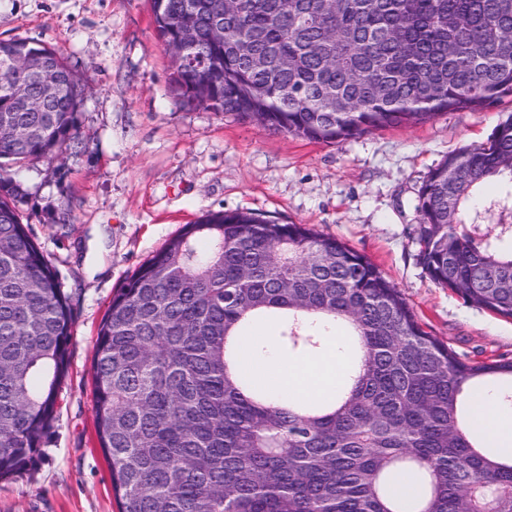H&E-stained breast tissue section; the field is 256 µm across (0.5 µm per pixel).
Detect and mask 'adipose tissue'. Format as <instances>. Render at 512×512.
Here are the masks:
<instances>
[{
	"instance_id": "ef3b65f1",
	"label": "adipose tissue",
	"mask_w": 512,
	"mask_h": 512,
	"mask_svg": "<svg viewBox=\"0 0 512 512\" xmlns=\"http://www.w3.org/2000/svg\"><path fill=\"white\" fill-rule=\"evenodd\" d=\"M241 347L250 368L274 399L304 403L337 400L342 396L343 373L350 364L342 337H326L321 353L307 360L287 358L271 344L264 350L253 351L248 337ZM469 401L471 420L484 440L487 455L494 460H511L512 403H500L489 389L472 393Z\"/></svg>"
}]
</instances>
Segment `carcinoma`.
Listing matches in <instances>:
<instances>
[{
	"mask_svg": "<svg viewBox=\"0 0 512 512\" xmlns=\"http://www.w3.org/2000/svg\"><path fill=\"white\" fill-rule=\"evenodd\" d=\"M186 103L333 143L512 97V0H149ZM35 56L51 94L18 93ZM84 84L54 49L0 39V481L33 470L70 367L75 318L23 223L15 176L78 137ZM419 264L466 303L512 319V114L418 195ZM275 322L310 355L344 331L362 354L341 402L274 401L239 342ZM512 383L426 332L364 254L306 224L212 211L116 290L92 364L95 432L119 512H403L391 473L429 487L414 512H512V464L479 450L465 392ZM498 491L492 501L482 488Z\"/></svg>",
	"mask_w": 512,
	"mask_h": 512,
	"instance_id": "carcinoma-1",
	"label": "carcinoma"
}]
</instances>
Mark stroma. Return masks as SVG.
Masks as SVG:
<instances>
[{
    "instance_id": "stroma-1",
    "label": "stroma",
    "mask_w": 512,
    "mask_h": 512,
    "mask_svg": "<svg viewBox=\"0 0 512 512\" xmlns=\"http://www.w3.org/2000/svg\"><path fill=\"white\" fill-rule=\"evenodd\" d=\"M54 47L82 78L80 140L19 175L18 208L75 304L70 374L36 468L0 482V512H118L94 429L91 368L113 293L209 211L308 224L365 254L460 357L512 356V319L466 304L418 262L430 171L480 145L512 102L315 143L186 105L148 0H0V39Z\"/></svg>"
}]
</instances>
